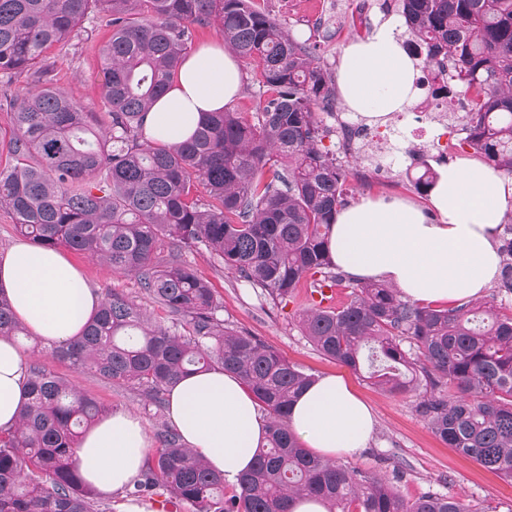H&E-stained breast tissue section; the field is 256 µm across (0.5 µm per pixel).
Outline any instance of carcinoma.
<instances>
[{
    "instance_id": "1",
    "label": "carcinoma",
    "mask_w": 512,
    "mask_h": 512,
    "mask_svg": "<svg viewBox=\"0 0 512 512\" xmlns=\"http://www.w3.org/2000/svg\"><path fill=\"white\" fill-rule=\"evenodd\" d=\"M112 27L101 48L108 133L53 86L44 51L66 42L91 6ZM404 47L427 75L435 107L461 114L471 149L512 174V0H398ZM217 24L224 47L250 66L251 117L207 112L191 138L152 143L144 117L176 75L197 29ZM26 75L38 90L0 97L12 132L0 166V209L43 248L66 247L137 279L169 327L123 295L102 299L81 336L51 348L79 372L136 388L156 407L193 369L219 365L253 393L267 444L224 496L215 473L173 429L128 494L189 505L192 512H290L314 498L327 512H472L452 495L400 494L390 480L304 448L290 428L293 402L314 377L273 347L224 324L210 283L170 242L206 250L272 301L312 277L343 288L336 307H308L301 329L323 356L391 395L418 393L419 415L448 447L512 481V312L497 294L433 308L383 282L350 279L328 254L330 226L348 205L350 162L324 145L320 114L336 116V86L312 37L296 35L252 0H0V82ZM428 193L437 173L407 174ZM202 184L206 196L194 194ZM498 294L512 293V241L499 249ZM26 329L0 296V337ZM29 399L0 431V512H110L81 477L74 455L104 409L72 381L29 362Z\"/></svg>"
}]
</instances>
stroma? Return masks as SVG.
<instances>
[{
	"instance_id": "1",
	"label": "stroma",
	"mask_w": 512,
	"mask_h": 512,
	"mask_svg": "<svg viewBox=\"0 0 512 512\" xmlns=\"http://www.w3.org/2000/svg\"><path fill=\"white\" fill-rule=\"evenodd\" d=\"M349 2L255 0L262 11L297 32L306 31L312 18L322 16L331 35L319 38L318 53L332 71L336 70L345 49L360 39L352 27ZM110 35L108 27L90 19L83 22L66 44L52 46L45 52L46 58L56 63L57 86L80 101L89 112L105 110L100 50ZM428 109L424 95L420 94L411 108L400 113L398 126L410 134L407 142L409 151L400 154L396 162H389L381 154L365 158L361 164L351 165L348 181L354 200L397 198L428 207V199L419 196L409 185L405 176L407 167L425 163L437 170L452 162L471 160L470 151L456 146L462 136L461 122H454L445 130L448 141L455 145L454 151L431 146L433 128L424 118ZM65 256L97 295L118 292L148 309L155 321L169 325L170 319L165 311L151 305L134 278L114 272L106 265L70 250ZM182 259L214 288L221 305L220 315L226 325L257 336L309 374L344 376L369 405L376 419L375 437L369 447L358 455L340 458V465L385 478L392 477L394 468H403L405 476L400 483L401 493L408 500L431 490L459 497L475 512H512V482L444 446L417 412L418 395H389L367 381L362 373L352 371L316 351L300 327V317L308 307L303 291H296L292 298L275 303L260 289L240 282L232 271L225 269L208 253L186 250ZM25 353L27 357L40 358L45 367L55 374L71 379L108 411L135 412L149 437H156L158 429L168 426L165 410L148 406L140 390L109 383L89 372L75 371L55 360L49 348L42 345H26Z\"/></svg>"
}]
</instances>
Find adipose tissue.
Masks as SVG:
<instances>
[{
	"label": "adipose tissue",
	"mask_w": 512,
	"mask_h": 512,
	"mask_svg": "<svg viewBox=\"0 0 512 512\" xmlns=\"http://www.w3.org/2000/svg\"><path fill=\"white\" fill-rule=\"evenodd\" d=\"M399 17L380 18L371 33L342 57L337 88L348 111L383 124L410 107L419 70L403 46ZM237 59L218 44L191 53L168 91L147 112L149 141L179 144L202 113L221 110L240 88ZM512 206V178L484 163L443 167L428 208L402 199L366 198L337 214L329 256L347 276L380 279L416 301L478 294L496 277L498 227ZM0 294L17 319L44 344L77 338L99 305L81 273L59 251L13 246L0 262ZM28 360L12 340L0 338V429L15 427L28 400ZM167 417L183 444L225 482L249 470L267 435V422L251 392L234 374L214 367L192 372L169 392ZM289 424L305 448L326 457L367 448L375 418L342 377L315 379L290 410ZM152 448L140 418L118 411L82 437L76 461L84 480L120 493L116 512H153L150 503L125 496Z\"/></svg>",
	"instance_id": "ef3b65f1"
}]
</instances>
